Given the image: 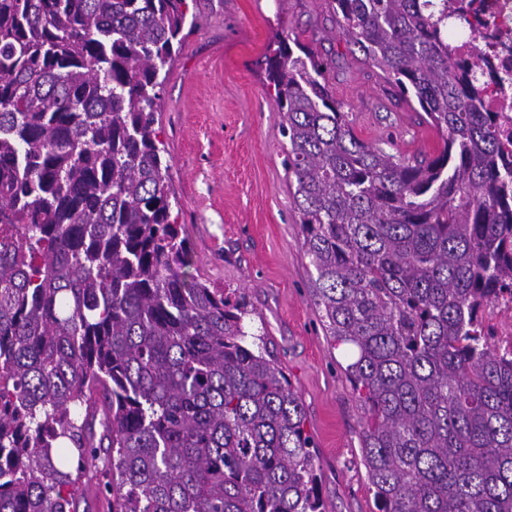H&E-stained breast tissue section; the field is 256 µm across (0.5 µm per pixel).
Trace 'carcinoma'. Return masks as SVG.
Segmentation results:
<instances>
[{
	"instance_id": "cac0c4a2",
	"label": "carcinoma",
	"mask_w": 512,
	"mask_h": 512,
	"mask_svg": "<svg viewBox=\"0 0 512 512\" xmlns=\"http://www.w3.org/2000/svg\"><path fill=\"white\" fill-rule=\"evenodd\" d=\"M340 31L443 142L361 140L279 35L266 86L311 301L364 410L378 512H512V155L455 0H333ZM186 0H0V512H326L317 445L247 307L171 273L154 125ZM486 324L495 332L496 340L512 341V305L510 303H497L491 306L487 313Z\"/></svg>"
}]
</instances>
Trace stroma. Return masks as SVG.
<instances>
[{
  "mask_svg": "<svg viewBox=\"0 0 512 512\" xmlns=\"http://www.w3.org/2000/svg\"><path fill=\"white\" fill-rule=\"evenodd\" d=\"M186 13L155 125L171 161L172 214L191 253L185 272L242 298L251 332L271 342L318 447L328 512H377L361 461V405L310 299L316 271L264 81L267 47L286 33L313 49L342 111L371 110V125L353 124L365 142L405 104L339 34L331 0H187Z\"/></svg>",
  "mask_w": 512,
  "mask_h": 512,
  "instance_id": "35a3bbf8",
  "label": "stroma"
}]
</instances>
